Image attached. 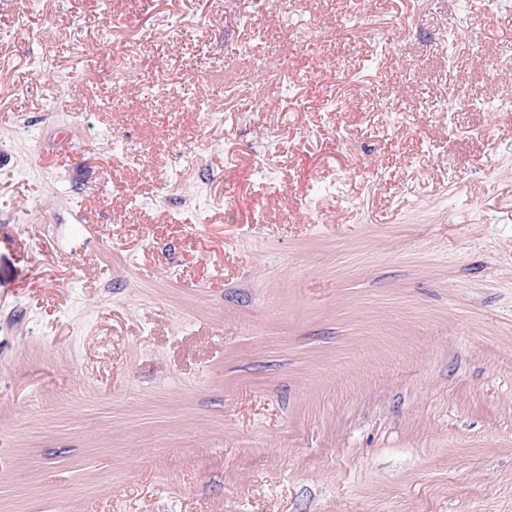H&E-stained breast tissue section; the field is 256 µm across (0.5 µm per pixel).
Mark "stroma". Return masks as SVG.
<instances>
[{
    "label": "stroma",
    "mask_w": 512,
    "mask_h": 512,
    "mask_svg": "<svg viewBox=\"0 0 512 512\" xmlns=\"http://www.w3.org/2000/svg\"><path fill=\"white\" fill-rule=\"evenodd\" d=\"M508 40L0 0V512H512Z\"/></svg>",
    "instance_id": "35a3bbf8"
}]
</instances>
